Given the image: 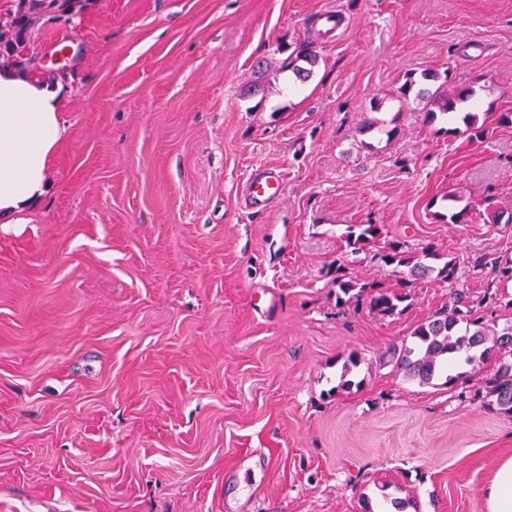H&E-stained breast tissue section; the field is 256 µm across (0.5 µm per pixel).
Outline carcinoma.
Listing matches in <instances>:
<instances>
[{
  "mask_svg": "<svg viewBox=\"0 0 512 512\" xmlns=\"http://www.w3.org/2000/svg\"><path fill=\"white\" fill-rule=\"evenodd\" d=\"M18 11L11 28L0 31V47L6 48L15 61L23 63L22 32L34 25L37 17L26 9L28 0H19ZM306 66L298 65V62ZM317 63V56L302 48L296 54V61L288 62V70L300 80H306L310 67ZM476 90L471 85L448 87V80H440V75L430 69L406 75L399 87L397 100L399 111L404 112L418 106L427 124L438 118H447L457 109V105L471 100ZM383 229L379 224H350L344 235L347 247L353 253H360L367 246L383 241L378 256L386 265L396 264L409 268V276L414 279L431 274L435 279L452 283L458 279L456 262L443 260L440 267L432 262L442 260L435 250L424 247L417 252L404 250L399 240H382ZM406 295L389 289L375 288L370 298L371 309L381 316H392L399 312L400 304ZM498 303V298L486 294L478 306L470 304L469 296L457 290L448 300V305L422 320L405 337L401 344L391 347L387 355L396 371L420 385H436L444 372L457 363L481 367L486 373L481 378V386L462 388L458 398L478 403L484 408H496L512 415V323L503 327L489 323L480 309H490Z\"/></svg>",
  "mask_w": 512,
  "mask_h": 512,
  "instance_id": "obj_1",
  "label": "carcinoma"
}]
</instances>
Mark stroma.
<instances>
[{
    "mask_svg": "<svg viewBox=\"0 0 512 512\" xmlns=\"http://www.w3.org/2000/svg\"><path fill=\"white\" fill-rule=\"evenodd\" d=\"M24 58L71 47L66 131L26 223H0V512H486L512 416L380 357L448 301L338 302L336 268L398 288L351 224L455 260L471 299L512 280V0H81ZM309 46L304 86L283 70ZM263 70H256V62ZM474 84L487 133L399 111L407 73ZM392 121L396 133L365 131ZM274 167L283 194L245 209ZM470 210L446 218L448 193ZM362 361L352 371L350 353ZM351 385L341 388L342 378Z\"/></svg>",
    "mask_w": 512,
    "mask_h": 512,
    "instance_id": "stroma-1",
    "label": "stroma"
}]
</instances>
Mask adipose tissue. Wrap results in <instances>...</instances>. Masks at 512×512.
<instances>
[{
	"label": "adipose tissue",
	"mask_w": 512,
	"mask_h": 512,
	"mask_svg": "<svg viewBox=\"0 0 512 512\" xmlns=\"http://www.w3.org/2000/svg\"><path fill=\"white\" fill-rule=\"evenodd\" d=\"M66 84L0 63V222L18 224L45 194L65 128ZM488 512H512V455L499 459L483 490Z\"/></svg>",
	"instance_id": "obj_1"
}]
</instances>
